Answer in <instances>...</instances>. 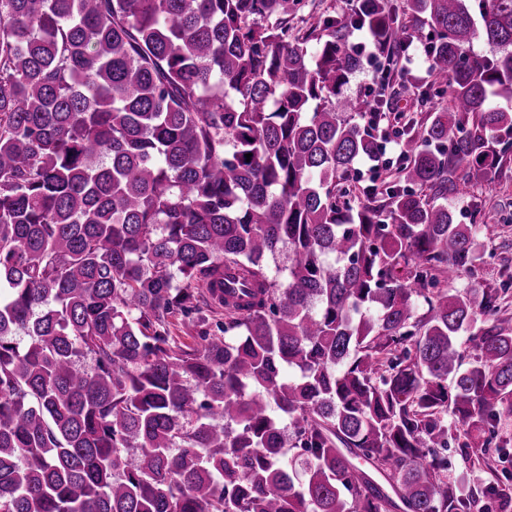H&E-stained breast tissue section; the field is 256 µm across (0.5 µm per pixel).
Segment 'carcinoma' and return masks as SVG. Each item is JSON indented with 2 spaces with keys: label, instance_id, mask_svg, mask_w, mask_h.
<instances>
[{
  "label": "carcinoma",
  "instance_id": "carcinoma-1",
  "mask_svg": "<svg viewBox=\"0 0 512 512\" xmlns=\"http://www.w3.org/2000/svg\"><path fill=\"white\" fill-rule=\"evenodd\" d=\"M302 2L0 0V512L508 498V281L448 283L490 230L457 200L512 162V0ZM356 31L387 62L372 105L346 92ZM415 38L448 107L356 197ZM440 453L448 459V474L457 481L461 489L467 491L480 478L484 477L480 472L470 468L467 461L461 456L455 441L450 440L448 448L440 449Z\"/></svg>",
  "mask_w": 512,
  "mask_h": 512
}]
</instances>
